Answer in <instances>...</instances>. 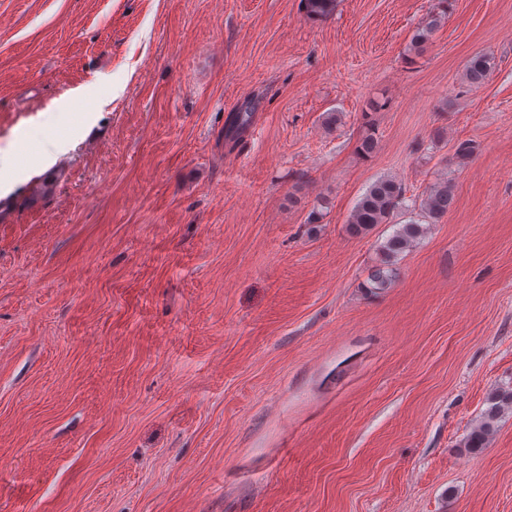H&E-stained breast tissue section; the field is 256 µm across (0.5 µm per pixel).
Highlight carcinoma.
Segmentation results:
<instances>
[{
    "mask_svg": "<svg viewBox=\"0 0 512 512\" xmlns=\"http://www.w3.org/2000/svg\"><path fill=\"white\" fill-rule=\"evenodd\" d=\"M335 7V0H306L307 12L312 16L325 17ZM447 17V9L439 8L421 20L412 37L411 48L420 49L441 26ZM492 58L477 54L464 66L463 77L472 89H479L490 78ZM455 200L454 184L446 178L438 179L421 199H409L401 183L389 176L377 178L366 189L354 206L347 221L351 234H366L380 224L392 223L393 216L401 209L409 212L408 222L385 239L381 245L382 263L374 271L371 287L382 289L397 276V260L415 242L425 236L428 226L436 224L452 209ZM488 407L477 427L466 441L468 448H483L497 431L501 417L512 413V386L498 387L487 397Z\"/></svg>",
    "mask_w": 512,
    "mask_h": 512,
    "instance_id": "obj_1",
    "label": "carcinoma"
}]
</instances>
